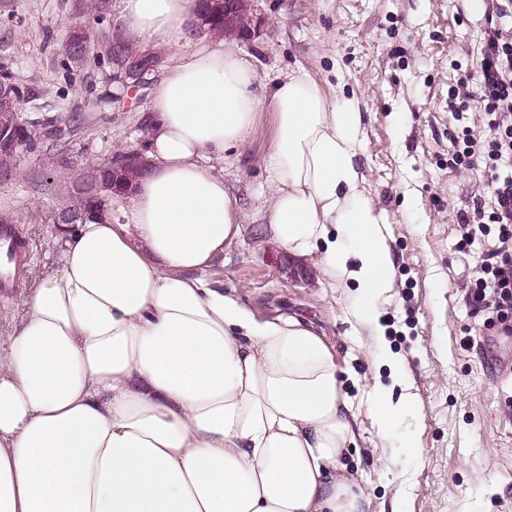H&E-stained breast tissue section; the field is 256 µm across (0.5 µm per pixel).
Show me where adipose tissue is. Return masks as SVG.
Wrapping results in <instances>:
<instances>
[{
    "instance_id": "adipose-tissue-1",
    "label": "adipose tissue",
    "mask_w": 512,
    "mask_h": 512,
    "mask_svg": "<svg viewBox=\"0 0 512 512\" xmlns=\"http://www.w3.org/2000/svg\"><path fill=\"white\" fill-rule=\"evenodd\" d=\"M114 28L170 51L134 190L65 227L55 265L0 334V512H366L344 474L359 411L326 330L225 290L243 210L217 167L262 112L275 135L260 220L329 281L399 383L377 298L394 286L357 167L362 117L310 73L264 87L209 35L201 0H113ZM380 434L412 404L372 383Z\"/></svg>"
}]
</instances>
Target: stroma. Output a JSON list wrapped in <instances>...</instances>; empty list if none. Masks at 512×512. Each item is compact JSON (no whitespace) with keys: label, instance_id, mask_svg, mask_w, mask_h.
<instances>
[{"label":"stroma","instance_id":"stroma-1","mask_svg":"<svg viewBox=\"0 0 512 512\" xmlns=\"http://www.w3.org/2000/svg\"><path fill=\"white\" fill-rule=\"evenodd\" d=\"M93 0H0V62L43 91L54 114L82 107L75 163L100 162L121 148L146 150L140 129L153 98L118 110L95 105L87 84L116 93L102 69L65 81L52 60L70 25L91 19ZM258 36L241 45L260 80L302 68L327 79L340 100L363 115L357 163L368 197L383 218L394 258V287L377 308L385 340L407 368L414 400L387 438L367 412L376 369L370 336L348 308L347 288H332L311 264L293 259L256 219L272 184L263 159L273 135L263 116L240 156L225 161L224 182L245 211L240 239L224 250V287L258 312L294 311L326 327L357 380L345 388L360 411L357 446L345 459L367 512H512V338L483 327L465 303L481 275L487 241L457 244V215L489 199L487 177L449 168L448 133L458 125L487 128L475 98L462 120L448 96L471 70L483 45L492 0H259ZM66 174L33 187L27 175L0 186V214L20 224L31 245L26 288L53 265L55 226L48 214L62 201ZM417 453H410L409 445Z\"/></svg>","mask_w":512,"mask_h":512}]
</instances>
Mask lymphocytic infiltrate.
I'll return each instance as SVG.
<instances>
[{
	"label": "lymphocytic infiltrate",
	"instance_id": "obj_1",
	"mask_svg": "<svg viewBox=\"0 0 512 512\" xmlns=\"http://www.w3.org/2000/svg\"><path fill=\"white\" fill-rule=\"evenodd\" d=\"M494 19L474 69L461 77L460 88L476 84L478 104L488 115L489 133L475 136L472 128H462L450 135L448 164L453 168L473 169L479 166L492 173L490 185L493 203L490 209H475L473 214H460L462 229L460 248L473 245L470 224L493 229L494 264L484 266L483 275L471 288L468 304L486 313L488 326L499 327L502 335H512V27H503L501 18H512V0H496Z\"/></svg>",
	"mask_w": 512,
	"mask_h": 512
}]
</instances>
